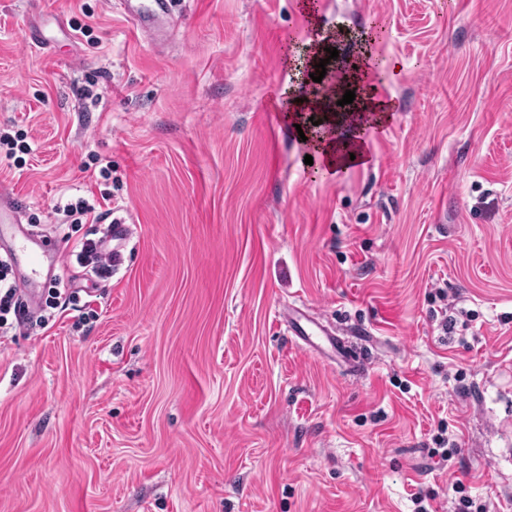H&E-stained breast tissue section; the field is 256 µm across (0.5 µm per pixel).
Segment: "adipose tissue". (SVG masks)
I'll list each match as a JSON object with an SVG mask.
<instances>
[{"label": "adipose tissue", "mask_w": 512, "mask_h": 512, "mask_svg": "<svg viewBox=\"0 0 512 512\" xmlns=\"http://www.w3.org/2000/svg\"><path fill=\"white\" fill-rule=\"evenodd\" d=\"M350 69L346 83L326 89L322 95L312 96L306 88L290 90L285 101L286 119L300 125L316 159L324 172L337 174L351 163H366L363 122L365 111H373L377 123L390 118V102L380 98L366 81L369 65L366 54L349 58ZM354 91L355 99L345 108H336L346 91Z\"/></svg>", "instance_id": "obj_1"}]
</instances>
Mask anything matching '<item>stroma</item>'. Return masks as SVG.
<instances>
[{"label": "stroma", "mask_w": 512, "mask_h": 512, "mask_svg": "<svg viewBox=\"0 0 512 512\" xmlns=\"http://www.w3.org/2000/svg\"><path fill=\"white\" fill-rule=\"evenodd\" d=\"M300 2L177 0L158 47L106 0H0V131L31 146L0 183L55 243L11 280L48 298L60 205L133 220L111 278L70 269L97 319L0 335V512H512V0ZM377 22L393 118L324 173L289 59ZM53 24L60 27V18L54 13H46L41 24L30 25L26 32L27 42L46 55L52 54V43L45 30Z\"/></svg>", "instance_id": "obj_1"}]
</instances>
